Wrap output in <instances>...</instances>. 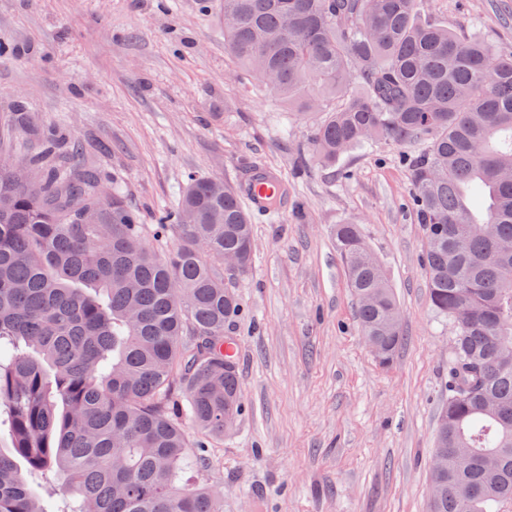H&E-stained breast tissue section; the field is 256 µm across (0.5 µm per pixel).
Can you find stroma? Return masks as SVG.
<instances>
[{
    "label": "stroma",
    "instance_id": "1",
    "mask_svg": "<svg viewBox=\"0 0 512 512\" xmlns=\"http://www.w3.org/2000/svg\"><path fill=\"white\" fill-rule=\"evenodd\" d=\"M427 4L512 55V0ZM0 44V146L31 151L49 132L79 143L74 163L114 178L144 221L175 207L192 175L233 182L257 164L288 185L287 211L256 215L251 267L233 282L242 414L219 439L186 429L206 446L196 479L223 493L224 512H427L453 333L429 305L401 148L319 164L310 122L236 76L217 0H0ZM348 222L403 312L386 368L336 249Z\"/></svg>",
    "mask_w": 512,
    "mask_h": 512
}]
</instances>
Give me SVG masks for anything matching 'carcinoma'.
I'll return each mask as SVG.
<instances>
[{"label": "carcinoma", "mask_w": 512, "mask_h": 512, "mask_svg": "<svg viewBox=\"0 0 512 512\" xmlns=\"http://www.w3.org/2000/svg\"><path fill=\"white\" fill-rule=\"evenodd\" d=\"M424 0H223L224 47L312 116L313 158L379 141L401 155L431 306L454 331L430 512L512 501V59L424 18ZM50 135L0 159V512H224L199 485L173 389L210 436L243 408L229 285L252 260L235 183L190 177L154 223ZM112 184L110 192L101 187ZM173 237L163 255L153 242ZM336 249L361 335L390 364L403 314L359 225ZM73 486L69 497L54 487Z\"/></svg>", "instance_id": "obj_1"}]
</instances>
